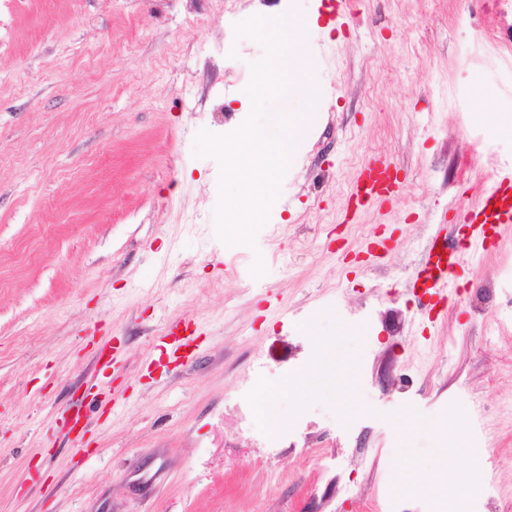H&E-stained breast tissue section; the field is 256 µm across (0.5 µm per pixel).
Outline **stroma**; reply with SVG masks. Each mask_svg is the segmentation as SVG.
Wrapping results in <instances>:
<instances>
[{"mask_svg":"<svg viewBox=\"0 0 512 512\" xmlns=\"http://www.w3.org/2000/svg\"><path fill=\"white\" fill-rule=\"evenodd\" d=\"M291 11L318 15L321 100L254 247H229L196 138L251 113L264 49L236 24ZM510 144L492 0H356L343 27L330 0H0V512H512V227L447 316L412 288ZM376 158L400 190L355 206ZM178 321L187 356L153 363ZM340 324L342 398L304 380ZM409 461L445 492L397 488Z\"/></svg>","mask_w":512,"mask_h":512,"instance_id":"obj_1","label":"stroma"}]
</instances>
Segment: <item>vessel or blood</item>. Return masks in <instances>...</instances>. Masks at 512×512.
Returning a JSON list of instances; mask_svg holds the SVG:
<instances>
[{
	"mask_svg": "<svg viewBox=\"0 0 512 512\" xmlns=\"http://www.w3.org/2000/svg\"><path fill=\"white\" fill-rule=\"evenodd\" d=\"M392 163L385 158L373 160L363 183L358 184L354 193L360 200L381 198L391 185ZM467 222L476 224L477 232L462 246L448 245L447 241L433 240L421 265L429 293L438 299H445L456 283L452 274L463 262L465 253L488 251L489 234L512 225V168L502 171L493 186L475 196L466 208Z\"/></svg>",
	"mask_w": 512,
	"mask_h": 512,
	"instance_id": "1",
	"label": "vessel or blood"
}]
</instances>
